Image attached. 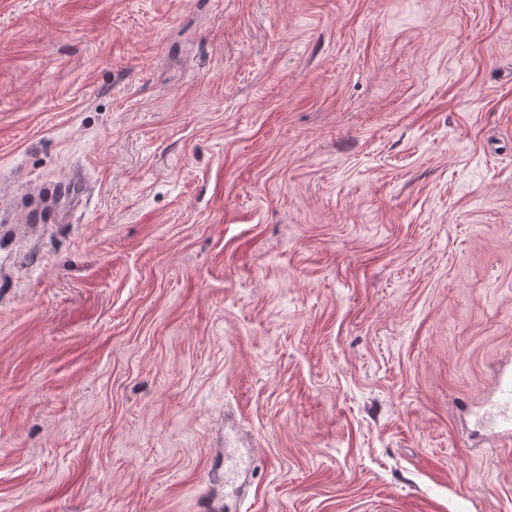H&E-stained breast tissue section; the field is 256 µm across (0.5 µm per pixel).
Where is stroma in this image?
<instances>
[{
    "label": "stroma",
    "mask_w": 512,
    "mask_h": 512,
    "mask_svg": "<svg viewBox=\"0 0 512 512\" xmlns=\"http://www.w3.org/2000/svg\"><path fill=\"white\" fill-rule=\"evenodd\" d=\"M0 512H512V0H0ZM243 453L234 455L224 450V505H218L214 500L203 498L198 510L199 512H222L228 507L227 500L233 499L236 503L243 502L245 493L254 481L255 465L251 448H242ZM233 472L234 479L228 480L227 475Z\"/></svg>",
    "instance_id": "1"
}]
</instances>
